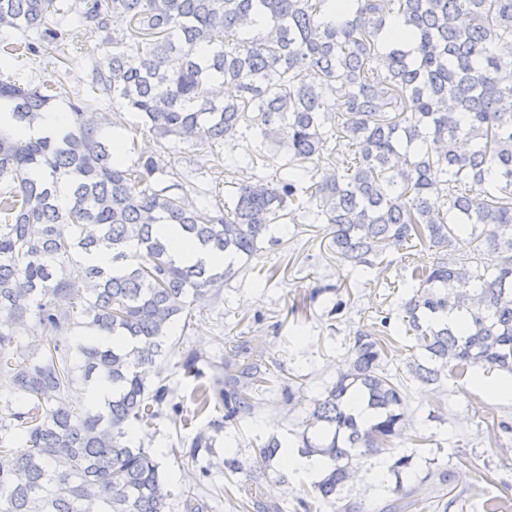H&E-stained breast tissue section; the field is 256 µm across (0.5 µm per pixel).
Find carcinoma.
Here are the masks:
<instances>
[{"label": "carcinoma", "mask_w": 512, "mask_h": 512, "mask_svg": "<svg viewBox=\"0 0 512 512\" xmlns=\"http://www.w3.org/2000/svg\"><path fill=\"white\" fill-rule=\"evenodd\" d=\"M0 0V111L29 127L68 99L63 135L18 138L0 127V512H166L156 456L133 444L163 405L187 426L209 408L224 423L252 414L273 390L247 346L224 359V388L194 392L196 411L171 402L148 369L197 295H219L258 241L285 219L327 225L329 252L354 271L381 275L390 249L407 256L412 294L402 302L419 354L409 374L439 385L472 367L512 375V0ZM101 33L88 99L66 85L4 76L20 58L63 39V20ZM236 86L224 98L220 88ZM112 112L102 118L96 104ZM140 119L131 123L127 114ZM133 142L147 131L159 153L131 165L113 155L106 128ZM253 137L244 166H224L229 200L212 202L192 172L167 166L179 144ZM347 139L352 154L332 143ZM285 151L267 173L266 152ZM233 258L217 270L178 261L157 225ZM460 241L481 260L448 261ZM112 250V268L76 258ZM340 287L315 289L292 312ZM462 316L448 322V314ZM391 317L354 332L345 367L316 398L299 440L324 473L297 497L334 512H404L420 505L414 455L395 440L406 394L383 368ZM112 337L106 346L101 338ZM112 385L102 404L72 397ZM363 412H358V408ZM282 444L258 448L267 465ZM388 455V503L342 495L354 462ZM245 474L239 491L262 497Z\"/></svg>", "instance_id": "1"}]
</instances>
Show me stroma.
<instances>
[{
	"label": "stroma",
	"mask_w": 512,
	"mask_h": 512,
	"mask_svg": "<svg viewBox=\"0 0 512 512\" xmlns=\"http://www.w3.org/2000/svg\"><path fill=\"white\" fill-rule=\"evenodd\" d=\"M99 39L96 29L72 25L50 52L20 61V76L86 92L89 55ZM256 146L253 138L244 136L215 148L200 142L172 148L164 160L178 169L196 170L205 188L225 196V160L246 162ZM276 237V242H261L250 264L225 282L219 298L192 303L189 322L176 323L168 340L170 351L158 359L151 377L164 380L176 401L192 410L195 385L209 386L223 377L228 346L246 343L262 350L271 373L290 382L295 398L287 403L279 393L266 394L251 415L233 425L218 424L219 414L212 411L185 427L174 423L171 411H164L147 427L144 445L161 465L170 493L167 512H185L184 501L190 496L197 499L199 512H263L267 504L276 505L279 512H301L296 497L301 488L311 486L314 475L278 460L256 468V450L274 436L287 454H297L311 400L335 381L354 331L371 324L382 311L390 314L395 329L384 365L405 383L411 420L396 446L414 454L418 473H426L432 464L451 475L448 488L437 493L441 505L435 512H483L489 500L512 512V432L497 427L498 421L512 422V400L491 397L485 390L503 375L474 367L464 377L449 376L438 387L410 377L413 340L405 334L401 308L407 291L384 285L385 280L405 277L402 253H390L392 265L380 279L358 275L331 260L324 225L286 223ZM272 268L279 274L271 280L267 272ZM324 284L340 285L341 291L320 297L305 320L294 322L291 305ZM193 354L201 371L197 380L184 377L182 369L184 359ZM201 431L209 445L193 447ZM230 456L254 472L265 492L261 505H241L239 494L230 490L224 474V460ZM387 466L383 456L362 459L359 477L347 484L346 496L368 505L383 503L388 493L380 475Z\"/></svg>",
	"instance_id": "stroma-1"
}]
</instances>
